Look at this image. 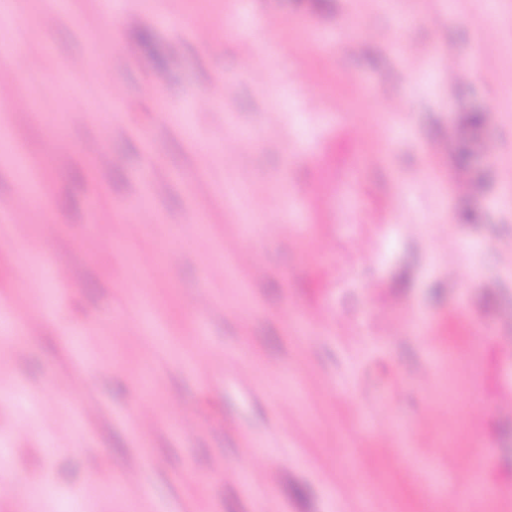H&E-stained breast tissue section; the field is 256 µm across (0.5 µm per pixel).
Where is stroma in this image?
<instances>
[{
  "label": "stroma",
  "instance_id": "stroma-1",
  "mask_svg": "<svg viewBox=\"0 0 512 512\" xmlns=\"http://www.w3.org/2000/svg\"><path fill=\"white\" fill-rule=\"evenodd\" d=\"M498 2L0 0V512H512Z\"/></svg>",
  "mask_w": 512,
  "mask_h": 512
}]
</instances>
